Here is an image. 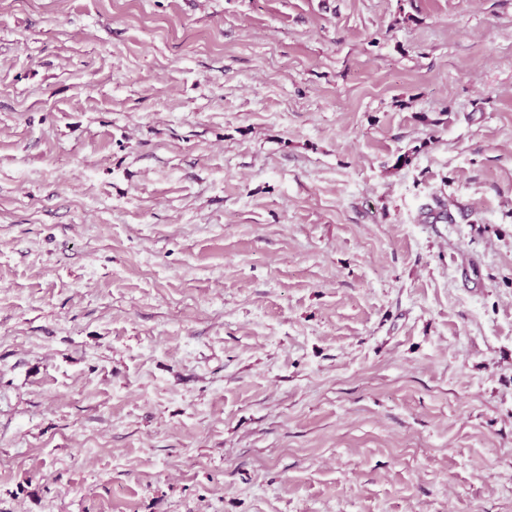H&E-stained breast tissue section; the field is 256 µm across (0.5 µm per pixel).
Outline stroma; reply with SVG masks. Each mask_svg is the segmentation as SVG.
I'll return each instance as SVG.
<instances>
[{
    "instance_id": "1",
    "label": "stroma",
    "mask_w": 512,
    "mask_h": 512,
    "mask_svg": "<svg viewBox=\"0 0 512 512\" xmlns=\"http://www.w3.org/2000/svg\"><path fill=\"white\" fill-rule=\"evenodd\" d=\"M0 512H512V0H0Z\"/></svg>"
}]
</instances>
